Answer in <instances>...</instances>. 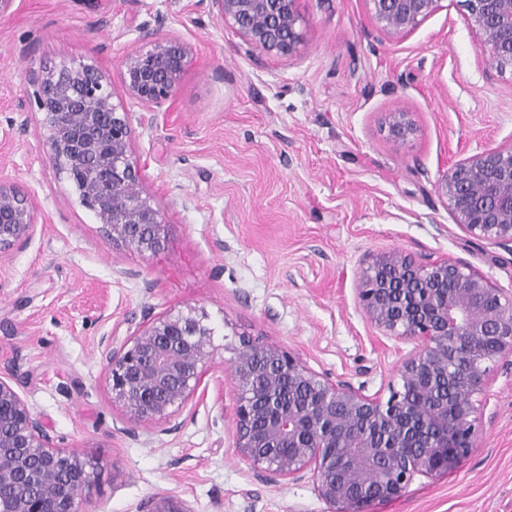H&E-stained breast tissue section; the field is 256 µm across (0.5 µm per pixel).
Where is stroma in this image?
<instances>
[{
	"label": "stroma",
	"mask_w": 512,
	"mask_h": 512,
	"mask_svg": "<svg viewBox=\"0 0 512 512\" xmlns=\"http://www.w3.org/2000/svg\"><path fill=\"white\" fill-rule=\"evenodd\" d=\"M298 10L290 59L247 46L209 0H15L0 16V181L39 211L28 244L0 255V369L91 463L85 512H139L154 495L191 512H327L311 481L266 482L234 450L240 337L385 397L415 345L359 306L365 262L445 255L512 289V254L461 231L436 192L458 160L512 144V69L486 66L460 0L399 38L378 32L364 0ZM146 24L192 48L177 92L150 111L121 82ZM72 59L97 65L132 114L141 188L165 222L158 252L113 243L21 110L26 71ZM394 112L417 128L407 141L389 133ZM188 309L214 330L212 364L183 412L134 420L112 402L100 339ZM478 403L479 445L454 471L366 512H512V353Z\"/></svg>",
	"instance_id": "obj_1"
}]
</instances>
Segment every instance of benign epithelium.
I'll return each instance as SVG.
<instances>
[{
	"label": "benign epithelium",
	"instance_id": "obj_1",
	"mask_svg": "<svg viewBox=\"0 0 512 512\" xmlns=\"http://www.w3.org/2000/svg\"><path fill=\"white\" fill-rule=\"evenodd\" d=\"M216 21L264 54L292 58L303 42L297 0H210ZM391 37L417 28L440 0H365ZM465 21L489 66L512 67V0H464ZM190 46L143 28L123 62L127 94L153 107L172 98L190 63ZM36 137L56 174L112 240L139 251L163 248L164 221L142 195L130 153L131 113L113 101L111 83L92 63L31 71ZM416 128L394 112L390 135ZM456 226L512 252V145L453 164L436 186ZM38 224L30 193L0 181V253L27 244ZM357 299L387 336L416 343L390 395H366L309 369L300 357L243 338L230 363L236 382L235 450L268 482L309 477L330 512H364L394 499L418 477L453 469L480 439L476 397L489 364L512 352V290L446 255L417 260L381 254L359 275ZM190 310L160 315L120 341L101 345L112 401L142 420L166 419L194 396L213 360L212 328ZM0 371V512H83L87 462L63 450ZM140 512H191L175 497L147 500Z\"/></svg>",
	"mask_w": 512,
	"mask_h": 512
}]
</instances>
